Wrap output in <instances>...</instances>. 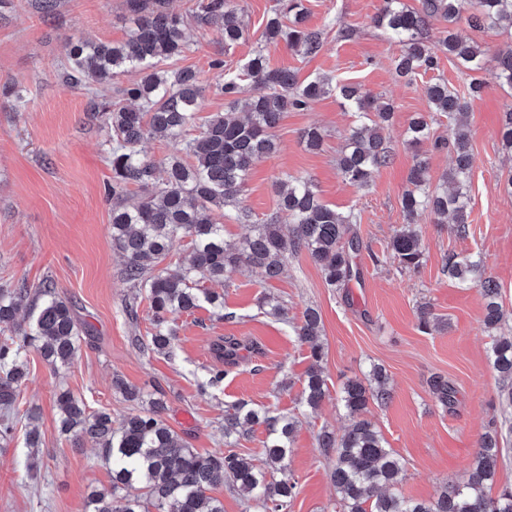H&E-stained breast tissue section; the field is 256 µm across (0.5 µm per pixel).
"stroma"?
Segmentation results:
<instances>
[{
  "label": "stroma",
  "instance_id": "35a3bbf8",
  "mask_svg": "<svg viewBox=\"0 0 512 512\" xmlns=\"http://www.w3.org/2000/svg\"><path fill=\"white\" fill-rule=\"evenodd\" d=\"M233 3L244 14L247 34L228 49L218 24L196 18L198 0H162L164 8L186 20L185 49L163 67L198 71L206 88L200 119L227 112L218 84L240 72L259 50L270 67L294 70L299 81L325 76L360 86L394 106L384 132L392 160L369 187L353 186L338 173L336 159L356 116L331 93L305 111L284 115L274 131L275 153L253 165L242 195L243 206L261 222L277 211V181L289 175L310 178L324 203L357 215L361 280L346 289L328 287L304 253L289 258L288 272L278 280L242 269L223 286L224 309L234 320L218 318L208 306L180 315L172 356L143 353L137 340L151 331V314L144 304L137 318L125 311L131 290L112 244V205L105 198L112 180L110 132L99 110L114 101L116 87L139 74L129 71L103 84L74 83L62 74L67 38L125 40L131 26L127 0H57L48 15L40 0H10L0 8V84H14L20 101L0 100V283L50 281L89 334L75 362L57 372L36 352L27 353L29 374L19 408L36 412L39 464L28 468L24 429L0 446V512H88L90 494L110 490L112 470L101 450L60 433L54 393L71 390L89 411H107L118 422L132 409L113 386L118 378L145 397L162 398L165 423L202 453L223 448L224 415L238 402L299 415L288 456V473L297 483L290 512H335L331 462L317 448L316 435L324 428L343 432L348 420L340 390L375 364L390 377L392 401L384 408L370 406L368 417L404 460L399 488L405 496L428 500L461 478L481 434L492 425L503 431V450L490 492L512 487V411L500 406L501 382L489 364L493 338L483 324L484 300L478 289L459 287L442 270L446 254H480L508 313L500 333L512 337V195L503 190L512 156L502 151L498 138L512 95L485 71L481 97H468L471 72L440 58L435 77L447 80L468 104L475 158L470 232L458 236L434 216L422 215L417 227L425 258L418 271H408L387 243L404 222L399 199L413 164L404 131L415 113L429 109L427 80L408 83L396 76L392 59L399 48L372 21L382 0H305L309 25L325 32L321 51L307 59L285 43H267L265 26L275 0ZM217 60L223 68H214ZM311 127L323 133L320 149H308L302 140ZM266 294L284 302L287 320L261 312L259 301ZM424 306L436 318L429 333L418 328ZM310 307L322 319L321 366L329 386L313 413L300 402L309 350L292 329ZM220 336L251 341L257 349L214 387L208 369L214 362L211 344ZM437 379L455 389L450 406L433 393Z\"/></svg>",
  "mask_w": 512,
  "mask_h": 512
}]
</instances>
